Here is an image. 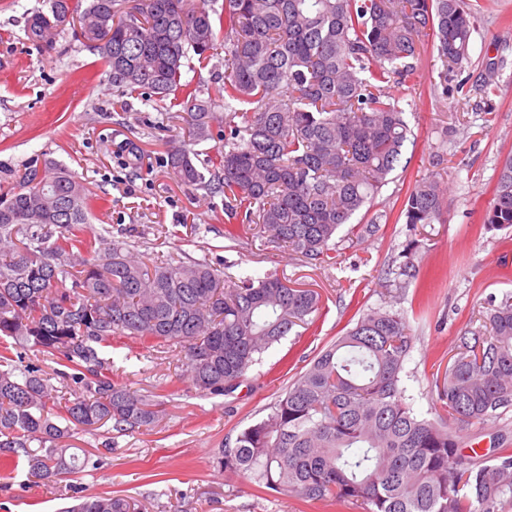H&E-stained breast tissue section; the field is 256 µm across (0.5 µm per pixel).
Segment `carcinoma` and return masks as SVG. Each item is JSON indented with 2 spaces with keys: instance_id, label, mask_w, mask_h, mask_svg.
Segmentation results:
<instances>
[{
  "instance_id": "carcinoma-1",
  "label": "carcinoma",
  "mask_w": 512,
  "mask_h": 512,
  "mask_svg": "<svg viewBox=\"0 0 512 512\" xmlns=\"http://www.w3.org/2000/svg\"><path fill=\"white\" fill-rule=\"evenodd\" d=\"M28 19L29 41L52 45L78 17L83 46L129 95L170 99L184 136L224 146L201 171L186 144L168 165L182 183L224 193V238L248 224L307 261L320 260L339 228L375 197L409 140L404 112L387 91L432 40L436 87L470 62L473 0H224L215 14L192 0H47ZM224 37V109L243 126L213 131V99L183 81L188 51ZM249 110L242 112L240 108ZM449 200L434 176L419 181L398 219L410 230L440 221ZM89 199L62 164L23 174L0 193V465L28 482L60 485L88 459L73 435L106 424L152 428L159 403L113 382L100 346L131 338L174 344L190 384L229 396L273 344L307 324L319 294L276 275L225 279L206 261L156 264L88 233ZM487 229L512 227V157L501 166ZM395 282L418 276L405 252ZM39 348L74 389L61 391L21 349ZM413 348L406 319L371 311L297 374L270 412L224 445L217 463L257 487L302 501L349 503L358 512H505L512 506V448L489 460L460 451L457 428L484 426L512 407V300L457 339L434 381L446 416L428 420L404 398ZM71 512H140L121 495H94Z\"/></svg>"
}]
</instances>
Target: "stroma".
<instances>
[{
  "label": "stroma",
  "instance_id": "stroma-1",
  "mask_svg": "<svg viewBox=\"0 0 512 512\" xmlns=\"http://www.w3.org/2000/svg\"><path fill=\"white\" fill-rule=\"evenodd\" d=\"M481 3L471 61L449 77L447 91L435 88L438 63L430 50L412 75L389 83L412 136L406 168L356 217L377 221L378 232L364 237L343 226L335 250L308 264L265 233L247 229L240 242L228 243L223 193L178 183L169 170L168 143L183 134L178 107L120 95L100 54L72 30L50 47L28 41L27 19L42 0H0V192L49 158L86 187L90 228L146 265L204 260L236 280L272 273L322 299L309 325L265 351L228 396L179 382V347L160 353L126 338L104 347L113 380L151 396L163 418L149 431L121 435L106 425L75 435L74 446L89 457L75 478L85 493L132 497L143 512H354L337 501L308 504L258 489L224 472L216 458L268 412L295 373L372 310L407 319L415 344L402 379L406 400L420 416L436 417L434 374L470 320L512 296V230L483 225L501 164L512 157V0ZM490 61L497 92L486 98L475 85ZM183 74L201 97H213L224 81V56L189 54ZM433 174L449 194L445 220L410 232L398 219L400 206ZM412 238L421 273L401 294L389 289L388 271ZM459 436L465 454L489 453L498 438L512 441V410L485 428H461ZM62 492L28 484L23 471L0 470V512H60L68 505Z\"/></svg>",
  "mask_w": 512,
  "mask_h": 512
}]
</instances>
